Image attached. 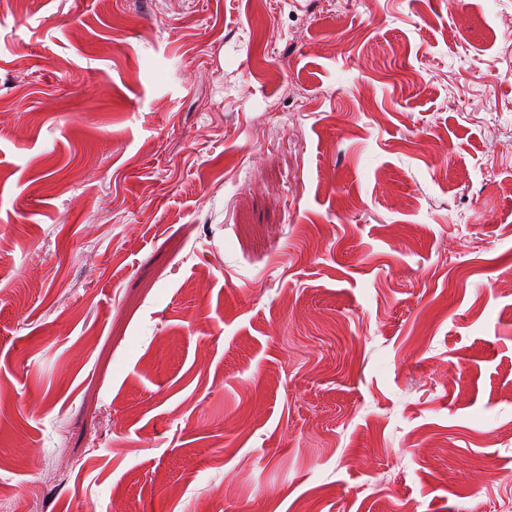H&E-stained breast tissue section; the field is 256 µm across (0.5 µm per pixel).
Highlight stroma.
<instances>
[{
    "label": "stroma",
    "mask_w": 512,
    "mask_h": 512,
    "mask_svg": "<svg viewBox=\"0 0 512 512\" xmlns=\"http://www.w3.org/2000/svg\"><path fill=\"white\" fill-rule=\"evenodd\" d=\"M0 512H512V0H0Z\"/></svg>",
    "instance_id": "1"
}]
</instances>
